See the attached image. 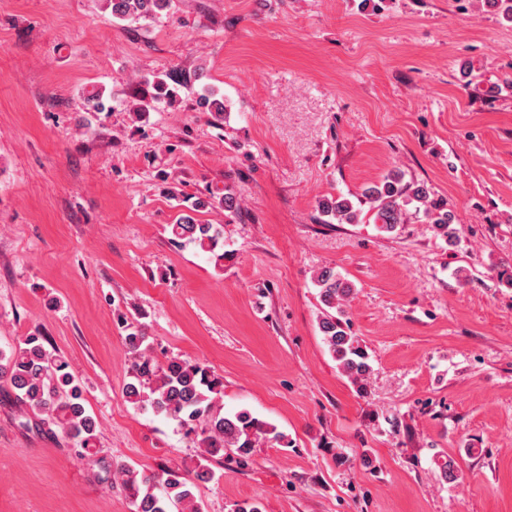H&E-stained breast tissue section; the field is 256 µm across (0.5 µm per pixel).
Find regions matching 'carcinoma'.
<instances>
[{
  "instance_id": "cac0c4a2",
  "label": "carcinoma",
  "mask_w": 512,
  "mask_h": 512,
  "mask_svg": "<svg viewBox=\"0 0 512 512\" xmlns=\"http://www.w3.org/2000/svg\"><path fill=\"white\" fill-rule=\"evenodd\" d=\"M112 16L118 20L136 21L156 16L171 7V0H106ZM152 89L154 101L173 102L175 91L165 79L155 76L145 79ZM200 105L214 117V124L224 120V105L205 92ZM372 222L385 232H394L406 223L409 207L423 214L435 236L449 242L459 240V229L448 214L447 201L434 197L432 188L424 182L404 180L395 170L365 192ZM239 197L227 188L224 198L215 201L199 200V208L224 209L225 216L238 211ZM321 214L339 224H355L360 210L343 194L326 196L318 203ZM172 241L189 243L213 255L215 263L226 258L217 252L223 232L217 224H198L190 216L180 217L169 225ZM322 313L318 328L329 354L342 371L357 385L359 393L366 392L365 381L371 371L367 352L344 317V302L353 294L352 284L334 268L324 267L313 278ZM124 337L132 358L131 380L124 393L127 401L141 409L177 421L201 449L207 460L230 451L245 461L263 440L284 442L285 435L268 422L241 409L224 413L220 403L222 382L205 364L179 355L163 361L156 360L150 350L148 335L140 325L126 326ZM0 378L8 381L21 403L19 426L50 430L74 442L81 458L94 459L98 454L97 422L86 409L79 380L69 371V364L60 353L45 346L37 333L26 336L9 352L0 351ZM102 480L117 482L126 492L132 512H201L193 493L195 482L210 481L213 472L200 464L193 470L165 468L150 475L140 473L127 463L102 465Z\"/></svg>"
}]
</instances>
